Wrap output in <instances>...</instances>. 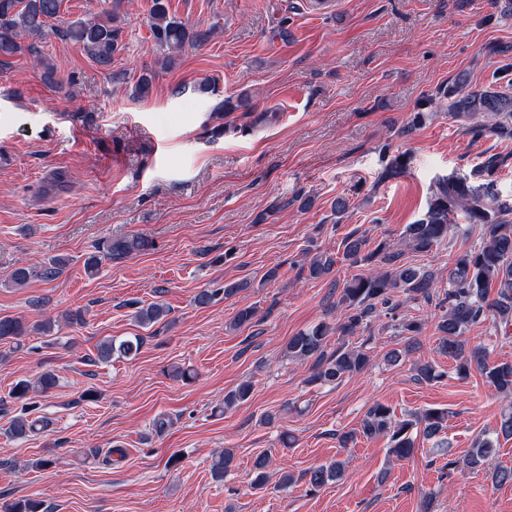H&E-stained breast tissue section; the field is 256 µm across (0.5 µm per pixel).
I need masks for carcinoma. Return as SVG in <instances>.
<instances>
[{"label": "carcinoma", "mask_w": 512, "mask_h": 512, "mask_svg": "<svg viewBox=\"0 0 512 512\" xmlns=\"http://www.w3.org/2000/svg\"><path fill=\"white\" fill-rule=\"evenodd\" d=\"M108 7L90 19L73 21L61 19V0H0V59L13 57L24 52L34 56L47 71H53V64L43 56L32 39L43 40L49 34L60 33L82 48L83 52L101 66L112 64L114 54L120 50L123 27L120 25V8L123 0H103ZM149 27L159 51L157 63L163 69H170L187 46H200L210 40L214 30L198 31L185 21L170 13L169 0H152ZM155 71L147 68L136 80L132 94L147 96L153 85ZM448 99V113L451 118L464 123L465 131L478 139L496 135L512 139V88L472 87L458 81L441 91ZM481 230V242L455 258L448 272V290L443 302L447 304L438 319L436 329L440 335V349L456 361V372L466 377L475 369L497 392L512 395V361L504 360L490 364L487 352L482 347L466 348L463 336L470 327L487 322L494 332L509 337L512 328V204L501 200L494 190V182L473 185L467 177L448 175L435 183L427 200L422 218L408 224L402 233L405 249L426 253L448 240V231L458 216ZM152 241L133 235L111 240L98 248V253L85 261L88 273H93L105 255L113 260L147 251ZM343 258L352 267H366L368 271L358 273L345 282L337 305L345 316L336 331L342 336H354L364 324L385 310L394 313L399 304L394 294L402 291L409 298L431 299L436 292L432 275L421 268L403 262L404 249L387 242L378 243L368 249V240L354 233L343 240ZM68 264L66 258H53L40 268L20 266L8 275V283L23 286L32 278L50 281L58 277ZM336 264L332 255L319 253L300 268L310 278H320L331 272ZM498 284L497 296L489 298V288ZM249 282L231 283L222 289L204 290L197 296L200 305L208 304L218 294L228 298ZM168 307L155 301L135 311L134 318L142 328H150L166 319ZM30 326L17 317H0V341L20 340L28 335ZM330 326L320 323L299 332L288 340V357L313 361L312 380L324 385L334 384L344 377L363 371L370 363L365 352L368 340L360 345H341L328 352L326 343ZM143 343L141 336L111 338L97 348L98 359L108 361L113 356L130 357L138 353ZM56 386V376L48 371L36 383L25 380L15 383L11 398L25 400L35 390L49 392ZM251 386L240 385L224 395V406L246 401ZM448 412L427 409L415 419L399 420L391 408L380 403L372 406L363 421V436H390L391 453L399 459H406L414 453L413 429L420 428L422 435L432 439L446 428ZM41 420L18 418L12 423V432L23 437L38 431ZM498 438L484 435L477 439L468 455L462 460V467L476 469L490 465L497 454ZM234 455L224 452L212 465L215 479L233 467ZM343 463L339 460L321 464L309 471L308 483L314 489L343 477Z\"/></svg>", "instance_id": "obj_1"}]
</instances>
